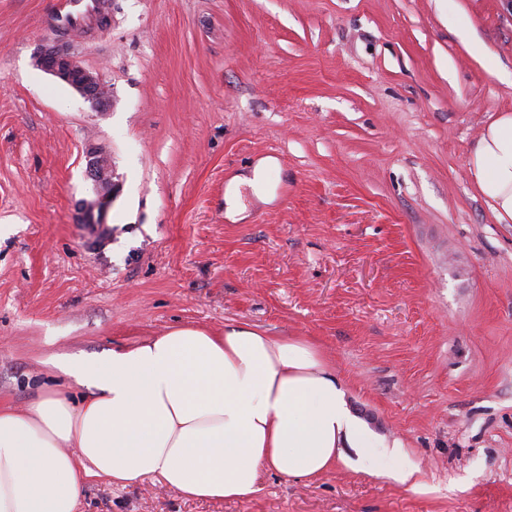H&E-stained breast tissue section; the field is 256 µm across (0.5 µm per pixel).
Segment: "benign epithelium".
Segmentation results:
<instances>
[{
  "label": "benign epithelium",
  "instance_id": "7a95c632",
  "mask_svg": "<svg viewBox=\"0 0 512 512\" xmlns=\"http://www.w3.org/2000/svg\"><path fill=\"white\" fill-rule=\"evenodd\" d=\"M37 67L75 89L90 102L93 109L103 112L110 104V92L99 76L85 68L70 49L69 44L58 40L40 43L35 51ZM87 176L100 185L94 199L79 204L85 224H103L112 204L115 183L109 175L107 157L95 149L88 150Z\"/></svg>",
  "mask_w": 512,
  "mask_h": 512
}]
</instances>
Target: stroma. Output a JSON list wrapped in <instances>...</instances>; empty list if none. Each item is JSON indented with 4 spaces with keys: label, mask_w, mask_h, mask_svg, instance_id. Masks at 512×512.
Here are the masks:
<instances>
[{
    "label": "stroma",
    "mask_w": 512,
    "mask_h": 512,
    "mask_svg": "<svg viewBox=\"0 0 512 512\" xmlns=\"http://www.w3.org/2000/svg\"><path fill=\"white\" fill-rule=\"evenodd\" d=\"M52 2L0 0V406L81 401L65 356L246 325L313 342L418 467L414 490L267 471L237 500L92 477L77 512H512V224L466 166L512 112V0H108L91 37L46 27ZM53 37L109 111L36 66ZM92 145L116 185L100 251L75 222ZM270 155L276 203L230 222L229 180Z\"/></svg>",
    "instance_id": "obj_1"
}]
</instances>
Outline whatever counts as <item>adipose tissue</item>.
Returning a JSON list of instances; mask_svg holds the SVG:
<instances>
[{"label": "adipose tissue", "instance_id": "adipose-tissue-1", "mask_svg": "<svg viewBox=\"0 0 512 512\" xmlns=\"http://www.w3.org/2000/svg\"><path fill=\"white\" fill-rule=\"evenodd\" d=\"M277 168L262 158L230 180L229 220L245 211L241 188L274 201ZM468 174L497 222L511 224V112L484 127ZM61 369L87 388L80 404L47 393L22 412L0 407V512H75L91 477H151L189 498L241 499L265 470L316 477L341 459L414 484L401 443L351 413L342 384L301 338L180 327Z\"/></svg>", "mask_w": 512, "mask_h": 512}]
</instances>
